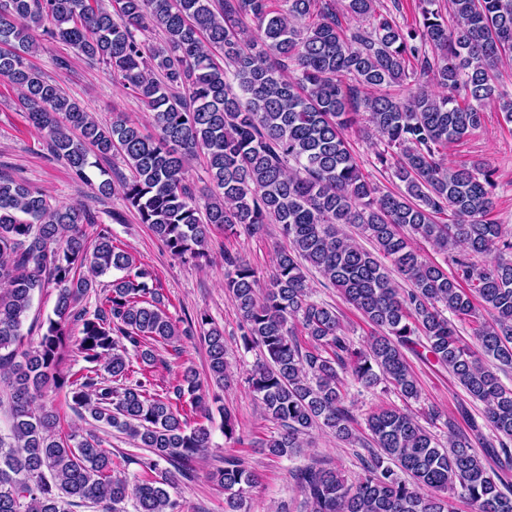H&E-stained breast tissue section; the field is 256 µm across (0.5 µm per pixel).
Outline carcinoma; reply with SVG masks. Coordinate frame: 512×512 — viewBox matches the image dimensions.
<instances>
[{"label":"carcinoma","mask_w":512,"mask_h":512,"mask_svg":"<svg viewBox=\"0 0 512 512\" xmlns=\"http://www.w3.org/2000/svg\"><path fill=\"white\" fill-rule=\"evenodd\" d=\"M102 2L0 0V80L18 91L19 110L74 180L123 158L129 175L98 190L119 192L172 257L198 264L215 233L254 236L268 224L289 241L262 290L246 260L225 254L224 288L244 349L259 352L245 383L278 426L264 442L268 454H296L315 429L368 449L352 481L317 464L291 471L307 512H451L450 491L473 512H512V388L482 362L512 369V236L492 218L491 174L442 158L449 143L482 128L485 102L496 100L512 122L498 74L512 54V0H448L449 15L424 8L412 25L379 11V0ZM149 26L163 34L152 47L137 36ZM44 41L105 66L145 105L147 122L117 112L100 124L30 63ZM421 77L446 93L390 92ZM365 124L378 136L381 170L400 182L395 191L380 192L352 154L348 132ZM200 155L208 184L198 191L187 164ZM345 224L374 251L352 243ZM418 239L453 270L424 259ZM310 266L371 328L365 345L335 309L310 299ZM111 270L121 276L89 310L84 300ZM154 280L94 210L53 204L0 172V408L10 419L0 435V512H124L129 499L136 512H185L168 487L191 476L210 447L207 394L191 368L165 395L152 392L156 349L181 355L180 336L197 328L213 386L228 382L229 363L224 330L205 313L179 329ZM50 287L55 318L26 349L33 295ZM476 299L491 319L476 318ZM446 311L473 319L481 354ZM74 326L86 366L70 373L62 361ZM408 352L448 370L484 405L483 423L470 420L464 433L447 421L445 446L412 413L387 408L366 418L368 440L355 437L345 375L416 400ZM50 386L148 451L135 483L114 473L93 432H65L53 410L35 406ZM211 478L227 493V512H241L259 480L236 457Z\"/></svg>","instance_id":"carcinoma-1"}]
</instances>
